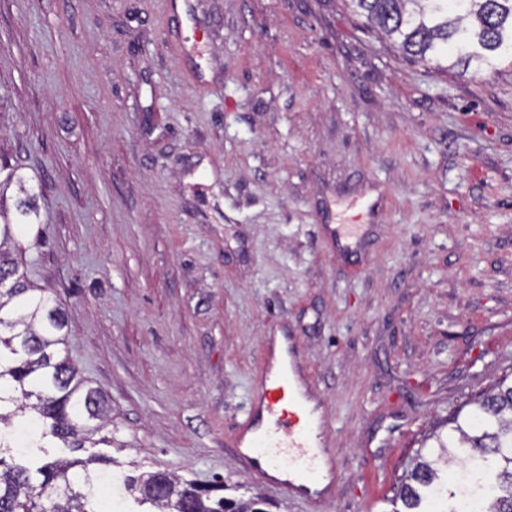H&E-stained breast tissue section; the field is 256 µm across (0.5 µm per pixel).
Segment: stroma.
<instances>
[{"label": "stroma", "instance_id": "1", "mask_svg": "<svg viewBox=\"0 0 512 512\" xmlns=\"http://www.w3.org/2000/svg\"><path fill=\"white\" fill-rule=\"evenodd\" d=\"M0 0V186L122 449L273 512H400L433 426L512 372V62L394 55L342 0ZM205 53L183 62L185 45ZM360 224L354 256L331 228ZM332 425L313 505L228 441L268 336Z\"/></svg>", "mask_w": 512, "mask_h": 512}]
</instances>
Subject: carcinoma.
<instances>
[{
    "instance_id": "obj_1",
    "label": "carcinoma",
    "mask_w": 512,
    "mask_h": 512,
    "mask_svg": "<svg viewBox=\"0 0 512 512\" xmlns=\"http://www.w3.org/2000/svg\"><path fill=\"white\" fill-rule=\"evenodd\" d=\"M401 55L433 68L477 76L500 71L512 59V0H347ZM38 212L28 199L10 213L0 207V512H88L102 483L156 512H271L254 496L238 499V484H201L167 471L137 476L90 472L115 464L85 458L34 455V448H121L113 436L106 395L89 386L69 359L67 317L47 291L19 273L10 245ZM473 410L448 417L447 433L433 432L428 455L400 487L407 512H420L422 492L431 512H512V383L502 380L470 401ZM461 499L458 507L445 502Z\"/></svg>"
}]
</instances>
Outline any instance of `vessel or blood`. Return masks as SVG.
<instances>
[{
    "instance_id": "1",
    "label": "vessel or blood",
    "mask_w": 512,
    "mask_h": 512,
    "mask_svg": "<svg viewBox=\"0 0 512 512\" xmlns=\"http://www.w3.org/2000/svg\"><path fill=\"white\" fill-rule=\"evenodd\" d=\"M311 387L294 345L282 346L276 337H267L261 385L236 423L232 443L245 471L317 502L327 490L314 459L325 448L328 431L321 416L307 407Z\"/></svg>"
}]
</instances>
